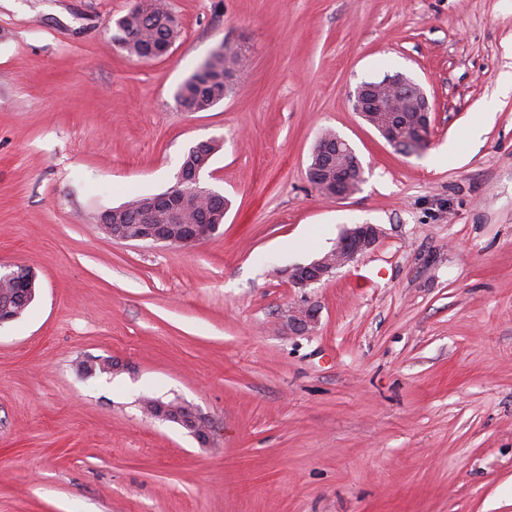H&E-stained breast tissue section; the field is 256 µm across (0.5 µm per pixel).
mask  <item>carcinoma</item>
Segmentation results:
<instances>
[{
	"label": "carcinoma",
	"mask_w": 512,
	"mask_h": 512,
	"mask_svg": "<svg viewBox=\"0 0 512 512\" xmlns=\"http://www.w3.org/2000/svg\"><path fill=\"white\" fill-rule=\"evenodd\" d=\"M118 42L127 55L136 60H144L153 51L173 44L180 29L175 16L170 13L164 0H139L135 9L115 21ZM245 58L238 48L223 44L212 55L198 64L177 90V100L188 112H201L210 109L231 92L232 85L242 71ZM219 145L213 141L204 147L191 148L181 164L184 171H192L210 164ZM187 193L185 205L189 209L188 221H208L221 224L230 205L223 194H211L183 187ZM115 220L121 224L137 223V215L146 213L155 220L165 218V213L156 195H135L115 208Z\"/></svg>",
	"instance_id": "cac0c4a2"
}]
</instances>
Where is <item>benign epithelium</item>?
<instances>
[{
	"mask_svg": "<svg viewBox=\"0 0 512 512\" xmlns=\"http://www.w3.org/2000/svg\"><path fill=\"white\" fill-rule=\"evenodd\" d=\"M409 83L399 75L393 80L381 84L362 83L357 88L353 100V110L393 148L409 153L400 145L394 135L393 118L402 116L405 124L414 130L411 143L418 148L424 145L430 134L431 107L420 85L415 102L406 106L397 99L403 85ZM349 142L340 136H320L313 147L312 155L317 163L335 170V178L327 186L328 195L343 200L353 195L351 190V170L338 160L341 146ZM169 220L155 223L148 219L136 225V231L130 232L126 224L112 223V212L101 216L100 224L104 231L119 242H147L153 244L185 245L200 243L213 233L209 224L186 223L181 219L182 200L165 206ZM381 229L376 224H353L346 228L338 238L334 248L327 254L308 264L288 269V278L297 288H307L333 276L335 271L354 261L373 249L379 241ZM318 321V309L313 305H302L291 311L288 316V328L295 334L308 333ZM146 412L154 417L174 422L186 429L200 444L209 442L211 429L209 423L194 407L182 402H152Z\"/></svg>",
	"mask_w": 512,
	"mask_h": 512,
	"instance_id": "7a95c632",
	"label": "benign epithelium"
}]
</instances>
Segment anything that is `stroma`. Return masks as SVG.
<instances>
[{
    "label": "stroma",
    "mask_w": 512,
    "mask_h": 512,
    "mask_svg": "<svg viewBox=\"0 0 512 512\" xmlns=\"http://www.w3.org/2000/svg\"><path fill=\"white\" fill-rule=\"evenodd\" d=\"M134 3L0 0V268L37 284L0 325V512H512V0H167L181 33L150 61L112 38ZM227 41L233 93L185 111ZM388 73L428 96L420 153L352 109ZM329 130L364 168L345 200L307 174ZM211 140L216 235L102 230ZM356 223L372 250L288 282ZM146 397L193 405L210 444ZM245 58L238 48L222 44L198 64L177 90V100L188 112L210 109L231 92ZM318 309L314 305H302L291 311L288 328L294 334L308 333L318 321Z\"/></svg>",
    "instance_id": "35a3bbf8"
}]
</instances>
